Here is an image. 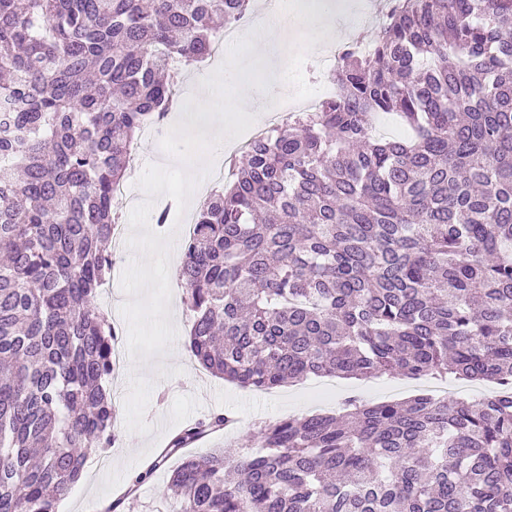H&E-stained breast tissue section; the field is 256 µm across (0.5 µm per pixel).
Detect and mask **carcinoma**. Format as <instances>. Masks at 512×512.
I'll return each instance as SVG.
<instances>
[{"instance_id": "1", "label": "carcinoma", "mask_w": 512, "mask_h": 512, "mask_svg": "<svg viewBox=\"0 0 512 512\" xmlns=\"http://www.w3.org/2000/svg\"><path fill=\"white\" fill-rule=\"evenodd\" d=\"M250 0H0V512H58L114 443L117 333L100 305L115 188L180 68ZM336 94L255 138L198 207L187 348L271 390L452 374L419 394L261 426L192 454L179 512H512V0H392ZM395 112L411 136L380 139ZM217 413L171 441L234 425Z\"/></svg>"}]
</instances>
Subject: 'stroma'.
<instances>
[{"label":"stroma","instance_id":"obj_1","mask_svg":"<svg viewBox=\"0 0 512 512\" xmlns=\"http://www.w3.org/2000/svg\"><path fill=\"white\" fill-rule=\"evenodd\" d=\"M178 308V335L169 354L154 355L137 367L131 360H124L113 375L116 441L112 448L91 453L94 467L60 501V512H86L91 502L113 500L120 502L122 512H173V504L164 502L160 493L183 455L212 448L234 451L246 443L249 433L260 424L290 415L332 413L344 397L354 393L368 402L401 401L430 387L423 380L385 377L362 382L340 378L327 385L312 377L268 392L242 389L211 375L191 360L187 352L190 312L186 302H179ZM134 372L152 384L145 419L153 430L147 435L129 432L125 427V398L129 376ZM214 413L231 414L237 423L188 445L184 452L163 455V448L187 423ZM139 473L145 474V482L133 496H126L128 482Z\"/></svg>","mask_w":512,"mask_h":512}]
</instances>
